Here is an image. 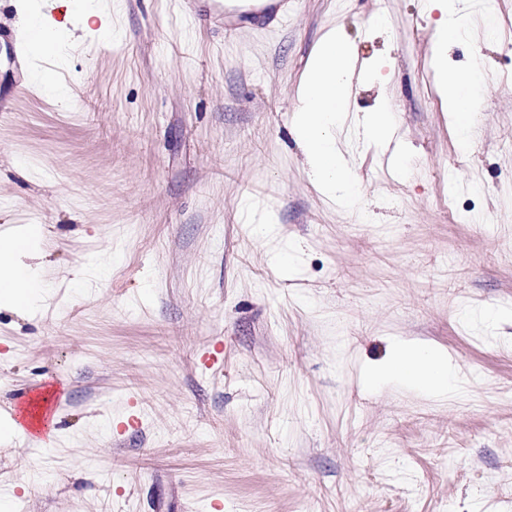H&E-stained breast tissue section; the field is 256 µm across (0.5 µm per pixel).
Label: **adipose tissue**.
<instances>
[{
    "label": "adipose tissue",
    "mask_w": 512,
    "mask_h": 512,
    "mask_svg": "<svg viewBox=\"0 0 512 512\" xmlns=\"http://www.w3.org/2000/svg\"><path fill=\"white\" fill-rule=\"evenodd\" d=\"M429 11L439 12L437 22V67L439 86L446 93L457 143L468 147L471 137L472 93L482 79L480 71H449V43L468 33L463 10L451 0H427ZM353 59L336 39L325 41L315 55L304 83L300 105L294 116L292 132L304 146L309 165L321 191L344 206H351L357 184L337 145L336 130L343 121L352 90ZM43 234L40 225L0 238V306L6 308L38 307L43 301V280L39 266L29 264V257L41 254ZM388 378L430 395H447L462 387L447 355L432 347L396 345L391 359L366 373L368 384Z\"/></svg>",
    "instance_id": "ef3b65f1"
}]
</instances>
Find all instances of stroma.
<instances>
[{
	"instance_id": "obj_1",
	"label": "stroma",
	"mask_w": 512,
	"mask_h": 512,
	"mask_svg": "<svg viewBox=\"0 0 512 512\" xmlns=\"http://www.w3.org/2000/svg\"><path fill=\"white\" fill-rule=\"evenodd\" d=\"M425 2L290 0L223 32L210 0H91L96 30L40 46L32 0H0L29 44L0 42V231L41 225L47 289L0 309V419L63 394L50 442L0 443L12 512H512V0L494 42L465 0L448 47L487 77L464 151ZM331 34L356 64L351 208L291 130ZM384 107L392 137L366 140ZM399 343L446 349L464 392L367 385Z\"/></svg>"
}]
</instances>
